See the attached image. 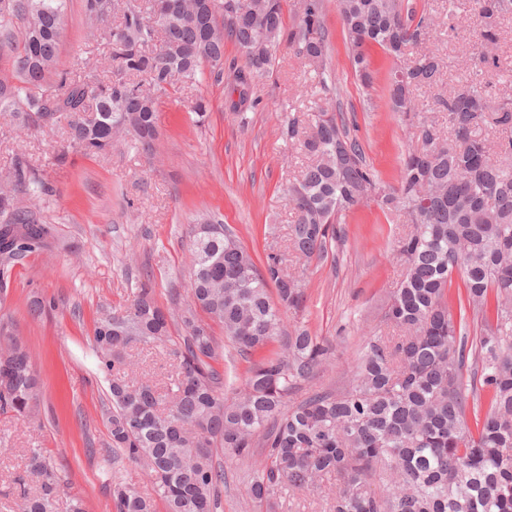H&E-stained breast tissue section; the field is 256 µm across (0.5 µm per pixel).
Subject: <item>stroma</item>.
Returning <instances> with one entry per match:
<instances>
[{
	"mask_svg": "<svg viewBox=\"0 0 512 512\" xmlns=\"http://www.w3.org/2000/svg\"><path fill=\"white\" fill-rule=\"evenodd\" d=\"M329 33L333 101H326L316 75L306 73L293 48L281 46L269 74L252 85L254 105L245 115L230 111L226 83L204 76L178 87L159 105V136L152 153L114 141L99 157H85L69 145L64 129L23 128L0 114V176L20 158L42 171L51 196L32 209L55 225L61 250L34 254L11 277L7 311L26 342L41 379L39 414L28 418L0 413V512H17L15 479L25 473L30 449H40L65 487L56 512H68L71 498L85 512H114L112 482L121 480L141 495L153 496L144 470L117 454L107 422L108 380L92 348L96 321L127 305L135 288L150 283L160 303L187 301L186 255L190 229L208 213L236 230L255 260L269 243L288 247L294 214L284 196L306 156L281 135L285 115L308 123L333 104L360 141L367 162L395 182L406 149L418 146L414 128L388 100L392 60L371 49L374 81L362 88L346 50L335 0H324ZM458 39L447 32L431 40L442 61L444 80L463 77L458 57L473 34L468 9L459 13ZM60 67L70 78L112 75L106 42L91 36L82 0H67L61 18ZM206 106L203 124L193 107ZM346 238L333 258L303 269L307 297L305 323L332 344L329 362L312 379L314 389H349L367 336L393 335L384 313L401 278L397 241L409 229L402 217L369 203L344 223ZM41 301V316L30 314ZM124 367L131 382L163 383L166 355L139 346ZM250 460L225 463L224 512H258L247 494Z\"/></svg>",
	"mask_w": 512,
	"mask_h": 512,
	"instance_id": "35a3bbf8",
	"label": "stroma"
}]
</instances>
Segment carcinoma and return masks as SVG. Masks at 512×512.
<instances>
[{
  "instance_id": "carcinoma-1",
  "label": "carcinoma",
  "mask_w": 512,
  "mask_h": 512,
  "mask_svg": "<svg viewBox=\"0 0 512 512\" xmlns=\"http://www.w3.org/2000/svg\"><path fill=\"white\" fill-rule=\"evenodd\" d=\"M92 23L122 9L106 35L112 79L72 81L58 70L64 0H0V34L12 51V74L0 79V112L24 125H64L71 145L98 156L118 137L144 152L158 136V103L175 82L193 85L223 74L224 43L244 55L227 83L230 108L246 112L254 81L269 72L281 44L293 47L328 91L331 76L324 0H307L304 16L287 27L282 0H185L181 12L153 18L131 0H82ZM477 25L463 52L481 68L436 100L448 135L414 110L421 88L440 81L441 60L427 43L440 15L415 0H336L351 64L372 83L366 51L393 60L387 84L393 111L408 117L422 147L402 158L392 186L367 163L361 143L336 114L322 110L300 135L288 118L282 133L299 141L310 163L288 185L295 215L289 247L306 262L323 260L341 240L336 225L371 201L396 211L411 230L398 240L405 273L385 312L396 336L367 337L352 388L314 391L291 400L329 358V345L300 321L306 295L300 276L270 253L256 264L234 231L203 217L195 225L188 264L189 299L170 311L143 284L122 310L101 318L93 347L100 370L112 375V447L143 465L155 498L112 482L115 512H222L221 454L245 458L262 449L248 473L257 507L284 493L339 483L331 512H512V79L498 54L500 21L512 0H473ZM457 0H448V38L459 35ZM49 184L27 161L0 181V305L14 267L33 253L59 247L55 226L28 204ZM480 317L476 346L461 334L464 315L448 305L455 281ZM205 313L206 322L200 317ZM295 325L281 337L283 316ZM224 328L219 344L210 322ZM181 330L172 335L171 323ZM160 349L172 361L168 382L130 384L117 376L127 350ZM233 348L248 363L242 384L213 362ZM39 377L12 319L0 315V411L38 413ZM19 512H56L60 480L46 458L30 452ZM397 475L386 491L370 477Z\"/></svg>"
}]
</instances>
